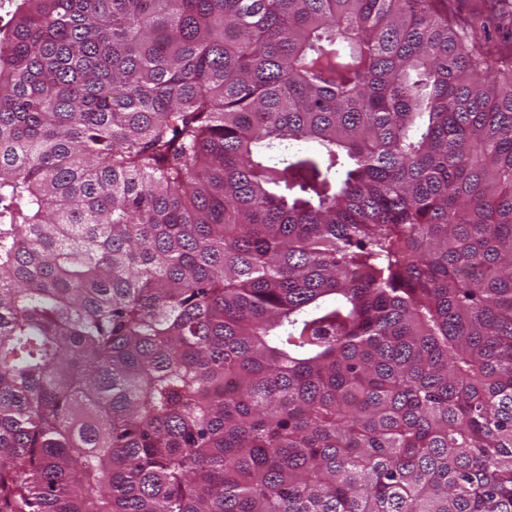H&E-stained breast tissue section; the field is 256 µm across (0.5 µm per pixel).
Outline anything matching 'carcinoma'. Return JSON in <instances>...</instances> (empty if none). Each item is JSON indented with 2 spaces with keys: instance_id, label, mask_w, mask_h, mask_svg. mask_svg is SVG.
Here are the masks:
<instances>
[{
  "instance_id": "carcinoma-1",
  "label": "carcinoma",
  "mask_w": 512,
  "mask_h": 512,
  "mask_svg": "<svg viewBox=\"0 0 512 512\" xmlns=\"http://www.w3.org/2000/svg\"><path fill=\"white\" fill-rule=\"evenodd\" d=\"M8 2L0 512H512V8Z\"/></svg>"
}]
</instances>
